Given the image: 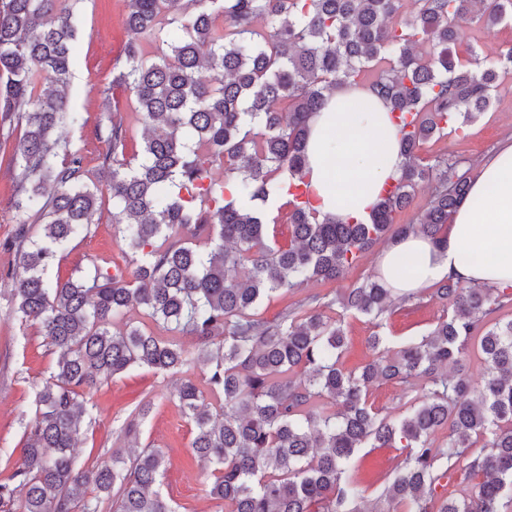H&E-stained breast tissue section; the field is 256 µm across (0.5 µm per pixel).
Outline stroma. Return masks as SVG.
<instances>
[{"mask_svg": "<svg viewBox=\"0 0 512 512\" xmlns=\"http://www.w3.org/2000/svg\"><path fill=\"white\" fill-rule=\"evenodd\" d=\"M77 38L80 52L76 57L68 89L69 106L81 113L83 124L67 128L65 135L71 147L80 149L85 167L96 172L99 157L108 149L100 139L97 127L106 122L110 98L104 89H112V98L127 102L129 95L113 88L112 77L117 60L132 33L124 23L125 0H79L76 6ZM512 139V80L505 81L491 112L468 126L465 137L447 135L424 143L421 155L431 159L448 155L461 159L463 168L476 170L479 163L500 144ZM382 245H375L358 261L356 267L333 283L311 281L299 290L280 293L264 301L262 315L275 319L309 296H334L356 281L374 274ZM122 254L116 244L112 226V201L102 198L86 236L77 238L59 262L47 272L48 279L65 280L79 273H93L95 268H109L121 263ZM15 255L0 247V483L10 482L25 457L24 427L34 417V396L55 363L43 336L36 327L21 325L11 314L13 307L11 273ZM447 310L434 288L423 289L406 303H396L382 327H373L364 317L345 319L347 349L342 362L346 369L361 368L377 359L368 344L372 332L386 336L390 350L417 340L434 328ZM200 380L199 367L188 366L185 375L160 374L147 368H136L99 383L86 394L84 434L75 456L79 465L111 462L112 452L127 448L123 433L125 423L145 402L153 408L140 427L142 445L158 448L166 471L160 489L177 512H223L224 504L210 495L213 478L209 470L194 458L191 448L193 427L183 416L172 390L182 377ZM415 392L392 382H375L370 400L380 415H402L414 403ZM395 448L360 449L355 456L354 478L362 491L363 512H407L405 502L381 500L385 475L400 461Z\"/></svg>", "mask_w": 512, "mask_h": 512, "instance_id": "1", "label": "stroma"}]
</instances>
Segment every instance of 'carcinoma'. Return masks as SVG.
Instances as JSON below:
<instances>
[{"label":"carcinoma","mask_w":512,"mask_h":512,"mask_svg":"<svg viewBox=\"0 0 512 512\" xmlns=\"http://www.w3.org/2000/svg\"><path fill=\"white\" fill-rule=\"evenodd\" d=\"M75 4L0 0V122L22 129L7 158L17 170L18 227L3 244L16 257L12 314L38 325L56 355L35 393L24 463L13 483H0V512H102L106 503L111 512H176L159 491V450L133 443L132 456L116 451L112 463L90 468L77 466L74 452L85 391L134 367L178 373L192 361L203 384L187 378L174 396L224 512H361L349 472L367 446L407 449L381 497L406 501L412 512L511 509L512 319L491 322L511 292L443 281L436 293L451 313L359 373L340 367L344 315L382 326L393 294L380 277L327 302L314 296L317 306L303 315L289 310L268 321L256 310L306 281L345 277L379 241L444 233L468 195V171L446 155L426 162L420 151L489 111L512 74V47L483 65L464 33L511 21L512 0H414L408 16L401 0H126L127 26L156 53L130 41L112 80L133 95L140 150L128 152L119 102L103 128L110 149L98 172L125 267L52 283L48 268L89 230L100 192L62 136L80 121L66 94L79 53ZM346 84L386 104L404 156L394 192L380 194L364 220L318 217L307 179L309 121ZM216 163L222 180L212 176ZM283 176L291 199L281 244L270 240L277 220L267 219L266 205ZM425 179L426 207L416 222L397 223ZM132 309L196 338V356L128 322L115 328ZM471 345L484 363L476 390L465 374H448ZM420 377L426 385L403 416L382 417L369 403L375 382L411 386ZM150 409H138L126 437L137 439ZM440 429L445 444L435 448ZM479 437L483 450L474 454ZM459 471L484 481L467 497L438 494Z\"/></svg>","instance_id":"cac0c4a2"}]
</instances>
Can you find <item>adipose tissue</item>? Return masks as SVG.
Here are the masks:
<instances>
[{"mask_svg":"<svg viewBox=\"0 0 512 512\" xmlns=\"http://www.w3.org/2000/svg\"><path fill=\"white\" fill-rule=\"evenodd\" d=\"M366 98L359 86L337 90L311 122L308 177L320 214L366 218L402 173L392 115ZM377 273L397 295L447 278L512 287V141L481 163L442 238L412 235L391 245Z\"/></svg>","mask_w":512,"mask_h":512,"instance_id":"obj_1","label":"adipose tissue"}]
</instances>
